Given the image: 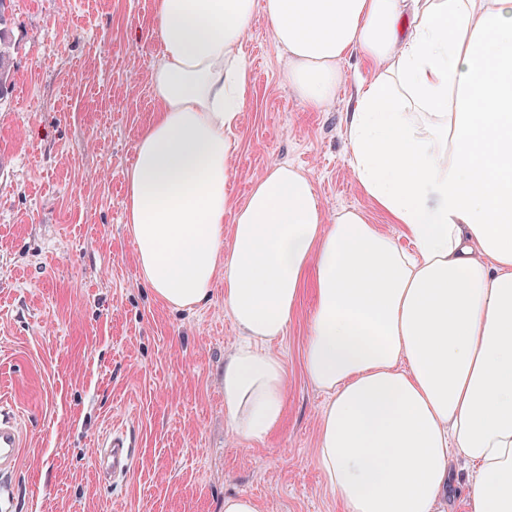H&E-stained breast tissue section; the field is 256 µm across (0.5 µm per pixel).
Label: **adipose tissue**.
<instances>
[{
	"label": "adipose tissue",
	"mask_w": 512,
	"mask_h": 512,
	"mask_svg": "<svg viewBox=\"0 0 512 512\" xmlns=\"http://www.w3.org/2000/svg\"><path fill=\"white\" fill-rule=\"evenodd\" d=\"M258 10L310 109L334 99L348 57L370 63L345 114L349 165L400 238L356 209L326 219L289 164L231 204L239 48ZM155 19L158 108L124 217L169 305L206 302L224 277L241 333L224 360L229 432L260 441L282 421L288 382L269 345L311 274L304 368L327 397L325 489L346 512H446L464 479L468 512H512V0H156Z\"/></svg>",
	"instance_id": "adipose-tissue-1"
}]
</instances>
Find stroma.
<instances>
[{
    "label": "stroma",
    "instance_id": "35a3bbf8",
    "mask_svg": "<svg viewBox=\"0 0 512 512\" xmlns=\"http://www.w3.org/2000/svg\"><path fill=\"white\" fill-rule=\"evenodd\" d=\"M155 0H11L14 86L0 105V398L28 433L13 512H224L229 494L258 512H344L316 465L326 396L303 354L315 305L304 284L270 349L288 379L286 414L265 440L224 420V358L239 340L224 281L191 309L158 300L124 222L125 175L155 112ZM249 73L236 132L232 201L275 164L302 168L326 218L363 211L398 236L355 180L343 114L360 59L324 111L288 85L262 14L242 42ZM123 429L136 462L97 471L98 442Z\"/></svg>",
    "mask_w": 512,
    "mask_h": 512
}]
</instances>
